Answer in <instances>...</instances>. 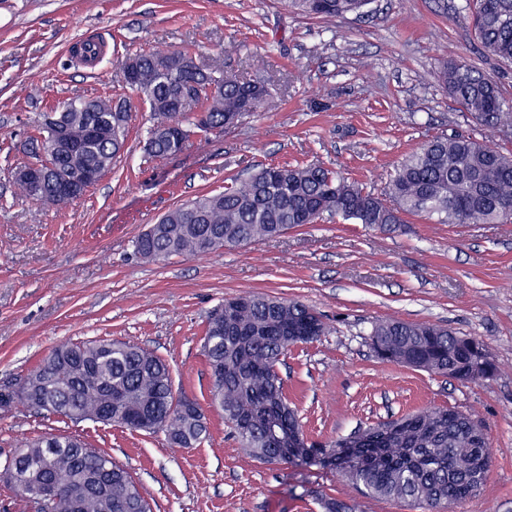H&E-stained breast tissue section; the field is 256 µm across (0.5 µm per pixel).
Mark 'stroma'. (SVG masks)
I'll return each mask as SVG.
<instances>
[{
    "label": "stroma",
    "instance_id": "1",
    "mask_svg": "<svg viewBox=\"0 0 512 512\" xmlns=\"http://www.w3.org/2000/svg\"><path fill=\"white\" fill-rule=\"evenodd\" d=\"M466 0H371L366 14L324 20L279 0H0V386L16 383L67 342L124 341L169 365L174 392L203 407L209 438L184 448L164 432L79 424L23 404L0 413V466L45 433H82L140 482L153 512H414L365 496L336 471L250 458L208 405L203 356L209 312L259 292L321 313L325 335L289 347L278 366L310 439L329 442L444 406L486 426L490 468L453 512H512V223L394 230L326 215L281 237L206 255L142 258L140 234L176 205L220 192L273 163L314 162L382 197L405 155L463 134L512 153V134L478 124L436 71L463 60L512 99V63L479 54ZM109 42L103 68L68 52ZM193 46L196 64L264 81L263 107L194 138L174 156L144 158L150 114L123 82L127 55ZM106 95L132 113L125 152L80 198L46 206L14 173L35 163L23 131L74 97ZM432 322L483 340L494 378L461 383L380 359L375 321Z\"/></svg>",
    "mask_w": 512,
    "mask_h": 512
}]
</instances>
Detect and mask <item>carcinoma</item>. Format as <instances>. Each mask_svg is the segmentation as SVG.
I'll list each match as a JSON object with an SVG mask.
<instances>
[{
  "label": "carcinoma",
  "mask_w": 512,
  "mask_h": 512,
  "mask_svg": "<svg viewBox=\"0 0 512 512\" xmlns=\"http://www.w3.org/2000/svg\"><path fill=\"white\" fill-rule=\"evenodd\" d=\"M370 0H281L283 8L311 18L360 14ZM472 28L486 57L512 63V0H472ZM193 51L153 49L129 56L127 86L148 104L146 151L153 158L176 155L193 136L206 137L245 112H256L268 96L260 82L215 75L192 63ZM448 95L480 125L512 129V100L476 67L449 61L438 72ZM131 117L112 100H73L47 114L44 127L26 131L44 182H18L20 192L56 205V186L72 169L103 173L124 148ZM80 142L75 156L54 151L57 128ZM388 229L405 217L439 224H499L512 221V156L465 135L437 137L407 155L390 178L388 198L364 191L316 164L269 165L224 191L204 195L168 211L136 243L150 260L198 256L220 248L273 239L323 215ZM299 326L309 339L324 335L322 316L299 301L246 294L213 309L205 326L204 354L210 373L224 376L210 388V401L249 455L264 463L332 467L352 486L378 497L445 512L474 497L489 470L487 444L471 439L472 416L434 407L362 430L361 448L328 444L285 447L290 432H302L297 411L285 396L277 371L293 345L282 332ZM371 345L382 359L424 369L461 382L491 379L497 367L484 343L432 323L398 319L373 324ZM42 386L61 417L80 423L102 412L129 430L163 431L179 446L208 437L201 413L174 405L173 381L164 359L122 342L61 345L22 377ZM26 457L3 466L6 483L29 512H151L142 487L104 450L76 433H46L25 446ZM46 482L56 497L39 496Z\"/></svg>",
  "instance_id": "obj_1"
}]
</instances>
